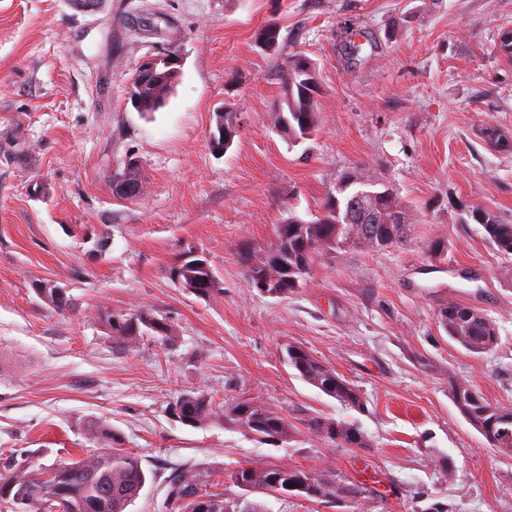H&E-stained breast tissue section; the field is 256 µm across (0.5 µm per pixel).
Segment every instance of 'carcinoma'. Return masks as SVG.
I'll return each mask as SVG.
<instances>
[{"instance_id": "1", "label": "carcinoma", "mask_w": 512, "mask_h": 512, "mask_svg": "<svg viewBox=\"0 0 512 512\" xmlns=\"http://www.w3.org/2000/svg\"><path fill=\"white\" fill-rule=\"evenodd\" d=\"M179 74L165 64L139 80L129 83L128 97L138 100V112H156L166 104ZM280 105L271 113L273 126L293 141H302L318 130L321 117L314 97L316 71L310 59L289 53L281 75ZM221 122L217 146L227 150L239 128L237 112L224 107L215 116ZM487 145L500 150L512 146V140L494 126L480 131ZM368 183L372 195L350 206L352 195L361 183ZM474 219L481 224L487 239L504 257L512 256V224L478 210ZM412 214L394 190L376 172L352 169L344 172L336 195H327L321 212L312 221L291 215L276 227V243L260 254L246 257L251 283L266 279L268 292L286 298L307 281L313 254L351 243L368 249H385L401 241ZM169 279L192 293L210 295L215 291L216 276L209 260L181 254L168 267ZM99 318L108 325L113 342L119 347L134 344L141 336H157L171 342L176 335L172 318L153 307L133 311L107 310ZM448 337L468 352L483 354L498 344L499 328L482 310L455 302L448 303L438 315ZM287 360L302 379L344 406L363 408L358 390L344 376L326 366L306 349L290 345ZM449 396L460 414L478 431L494 450L512 455V407L490 402L468 383L455 382ZM172 414L191 426L224 422L245 429L261 438L286 440L291 428L288 421L264 403L254 400L217 401L203 392H187L171 405ZM307 429L317 438L341 448H364L366 439L357 427L343 421L311 419ZM88 447L70 464L33 466L24 461L7 460L0 465V512H15L12 505L23 504L22 512H127L145 486L148 475L140 457L123 447L120 436L106 424L91 420L84 430ZM227 476L244 493H263L278 484L288 494L305 500L334 503L353 500L363 488L356 483H338L334 478L318 477L297 467L247 463L224 474L202 464L181 465L166 479V499L172 502L167 512H195L194 497L207 499V512H257L241 508L235 500L224 498L221 476Z\"/></svg>"}]
</instances>
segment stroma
I'll return each instance as SVG.
<instances>
[{"instance_id":"obj_1","label":"stroma","mask_w":512,"mask_h":512,"mask_svg":"<svg viewBox=\"0 0 512 512\" xmlns=\"http://www.w3.org/2000/svg\"><path fill=\"white\" fill-rule=\"evenodd\" d=\"M280 30L276 50L258 31ZM512 0H0V463L49 466L80 456L100 419L138 454L150 478L129 512H165L168 467L296 466L363 483L328 505L257 495L262 512H512V457L489 447L448 395L467 382L512 406V287L472 213L512 224V151L480 138L512 135V57L500 52ZM359 38L362 50L344 45ZM183 58L167 105L147 115L127 101L138 65L168 49ZM299 52L316 68L319 131L302 142L270 115L278 66ZM243 126L226 153L210 146L214 114ZM144 193L114 196L127 157ZM376 171L415 216L405 242L381 251L316 253L307 283L262 295L247 253L269 247L289 215L309 220L341 173ZM445 249L434 253V242ZM204 253L221 289L202 297L167 268ZM54 281L68 308L33 290ZM496 321L481 355L448 338V302ZM170 312L174 341L115 346L112 309ZM305 348L356 386L363 409L300 378L286 345ZM201 390L264 402L294 424L265 441L225 423L191 427L169 406ZM356 426L363 448H339L310 418Z\"/></svg>"}]
</instances>
